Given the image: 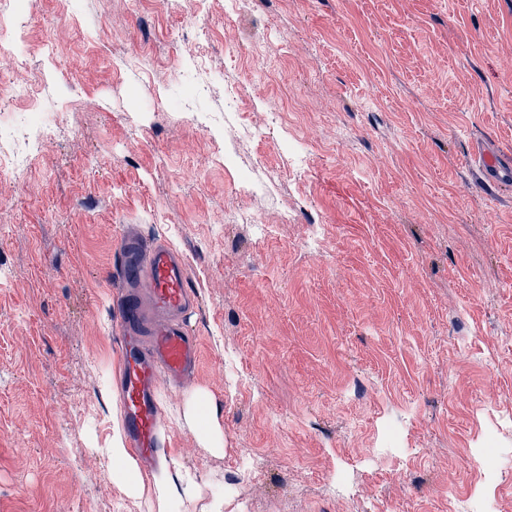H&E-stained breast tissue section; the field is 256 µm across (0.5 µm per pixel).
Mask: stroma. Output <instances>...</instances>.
Here are the masks:
<instances>
[{
  "label": "stroma",
  "mask_w": 512,
  "mask_h": 512,
  "mask_svg": "<svg viewBox=\"0 0 512 512\" xmlns=\"http://www.w3.org/2000/svg\"><path fill=\"white\" fill-rule=\"evenodd\" d=\"M15 3L4 104L60 107L30 167L0 162V512H148L107 452L126 224L197 296L224 453L179 387L161 440L204 501L458 512L512 408V183L474 173L512 151V0ZM230 86L253 140L224 131ZM508 432L512 435V413L502 414L495 420L493 427L490 428L482 437L480 448H500L499 434Z\"/></svg>",
  "instance_id": "obj_1"
}]
</instances>
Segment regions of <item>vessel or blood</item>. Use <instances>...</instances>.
<instances>
[{
  "mask_svg": "<svg viewBox=\"0 0 512 512\" xmlns=\"http://www.w3.org/2000/svg\"><path fill=\"white\" fill-rule=\"evenodd\" d=\"M477 170L484 186H500L512 179V157L483 151ZM119 255L127 302L116 321L121 334L117 391L128 444L149 462L160 446L158 391L166 381L189 382L197 363V339L181 321L191 287L183 263L164 244L130 233Z\"/></svg>",
  "mask_w": 512,
  "mask_h": 512,
  "instance_id": "obj_1",
  "label": "vessel or blood"
}]
</instances>
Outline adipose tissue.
<instances>
[{
  "label": "adipose tissue",
  "instance_id": "1",
  "mask_svg": "<svg viewBox=\"0 0 512 512\" xmlns=\"http://www.w3.org/2000/svg\"><path fill=\"white\" fill-rule=\"evenodd\" d=\"M185 414L196 423L199 436L207 447L215 453L223 452L218 412L209 396L202 391H194L185 406ZM108 453L112 458L113 482L132 494L151 491L156 512H176L182 498L196 496L199 491L194 476L181 473L179 462L171 456H162L151 480H144L137 458L126 446L123 429L113 432Z\"/></svg>",
  "mask_w": 512,
  "mask_h": 512
}]
</instances>
